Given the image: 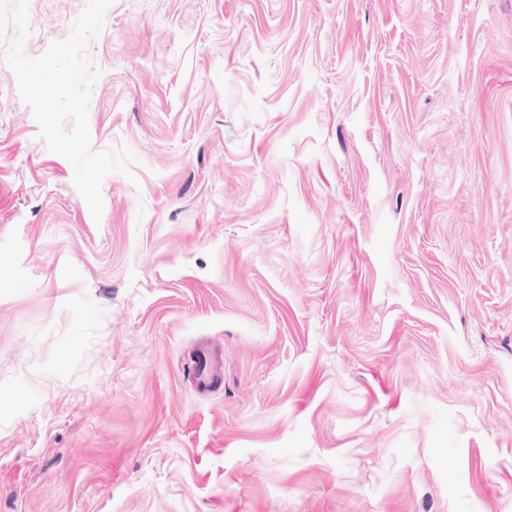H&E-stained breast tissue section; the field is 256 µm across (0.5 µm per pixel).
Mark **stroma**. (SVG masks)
I'll use <instances>...</instances> for the list:
<instances>
[{"label":"stroma","instance_id":"obj_1","mask_svg":"<svg viewBox=\"0 0 512 512\" xmlns=\"http://www.w3.org/2000/svg\"><path fill=\"white\" fill-rule=\"evenodd\" d=\"M87 54L98 221L0 71V512H512V0H113ZM204 356L203 364L198 368L194 365V375L192 382L199 391H209L213 386L222 381L224 377L223 364L220 357L210 352L209 356Z\"/></svg>","mask_w":512,"mask_h":512}]
</instances>
